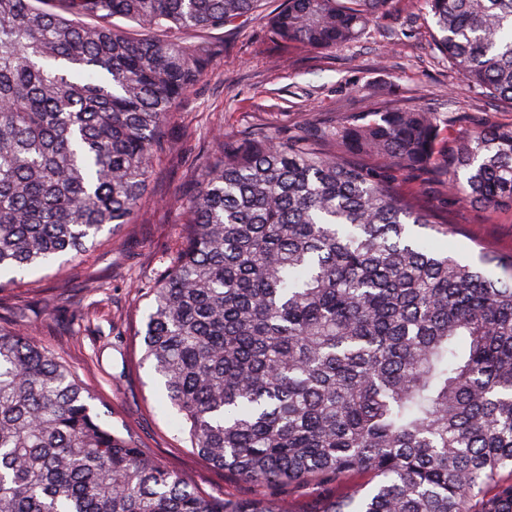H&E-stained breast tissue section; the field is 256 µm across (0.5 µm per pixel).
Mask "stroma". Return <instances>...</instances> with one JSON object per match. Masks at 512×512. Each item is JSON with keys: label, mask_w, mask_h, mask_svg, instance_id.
I'll use <instances>...</instances> for the list:
<instances>
[{"label": "stroma", "mask_w": 512, "mask_h": 512, "mask_svg": "<svg viewBox=\"0 0 512 512\" xmlns=\"http://www.w3.org/2000/svg\"><path fill=\"white\" fill-rule=\"evenodd\" d=\"M282 0H264L234 33L215 31L220 51L173 106L164 149L133 223L99 235L84 254L35 270L0 290V327L24 328L58 353L109 408L112 424L207 496L265 498L306 512L319 496H341L345 485L270 489L240 479L192 452L177 412L134 334L146 294L169 263L185 222L183 194L192 190L214 150L215 137L266 128L284 135L328 128L349 115L374 118L393 109L438 113L445 142L491 124H511L512 106L472 91L433 50L434 25L422 0H396L348 46L312 52L276 39L271 18ZM398 190L446 217L452 236H436L461 258L481 250L512 259V209L462 201L423 170L396 172Z\"/></svg>", "instance_id": "obj_1"}]
</instances>
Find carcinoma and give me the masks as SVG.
Returning a JSON list of instances; mask_svg holds the SVG:
<instances>
[{"label": "carcinoma", "instance_id": "1", "mask_svg": "<svg viewBox=\"0 0 512 512\" xmlns=\"http://www.w3.org/2000/svg\"><path fill=\"white\" fill-rule=\"evenodd\" d=\"M260 0H0V274L132 223L170 109ZM435 47L512 104V0H423ZM394 0H284L273 33L343 47ZM435 112L319 141L219 137L137 335L190 447L268 487L374 484L307 512H512V264L414 236L388 172L512 207V124L441 145ZM494 266L503 276L488 271ZM52 350L0 328V512H279L201 495L112 426Z\"/></svg>", "mask_w": 512, "mask_h": 512}]
</instances>
